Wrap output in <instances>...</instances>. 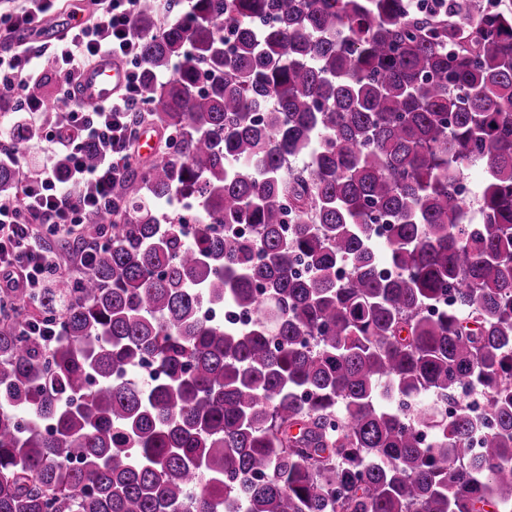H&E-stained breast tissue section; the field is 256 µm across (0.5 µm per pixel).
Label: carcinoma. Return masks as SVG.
I'll return each instance as SVG.
<instances>
[{"mask_svg":"<svg viewBox=\"0 0 512 512\" xmlns=\"http://www.w3.org/2000/svg\"><path fill=\"white\" fill-rule=\"evenodd\" d=\"M136 27L164 145L94 262L0 297V512H512V8L141 0ZM464 386L493 427L428 401Z\"/></svg>","mask_w":512,"mask_h":512,"instance_id":"1","label":"carcinoma"}]
</instances>
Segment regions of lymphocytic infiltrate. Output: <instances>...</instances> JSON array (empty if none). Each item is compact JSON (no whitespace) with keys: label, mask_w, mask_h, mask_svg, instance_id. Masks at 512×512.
<instances>
[{"label":"lymphocytic infiltrate","mask_w":512,"mask_h":512,"mask_svg":"<svg viewBox=\"0 0 512 512\" xmlns=\"http://www.w3.org/2000/svg\"><path fill=\"white\" fill-rule=\"evenodd\" d=\"M90 2L88 17L50 45L34 41L33 34L62 10V0H22L0 11V100H20L27 111H42L32 90L46 70H53L62 92L52 110L64 113L67 127L80 133L64 145L65 170H58L51 151L34 171L7 141L9 126L0 127V164L12 165L17 183L15 192L0 195V294L42 288L65 277L60 256L44 245V237L75 234L94 218L111 214L112 183L123 176L135 145L129 117L144 99L134 26L140 0ZM105 55L126 63L127 83L109 103L86 105L76 96V75ZM90 143L101 148L94 167L84 161L83 147Z\"/></svg>","instance_id":"obj_1"}]
</instances>
